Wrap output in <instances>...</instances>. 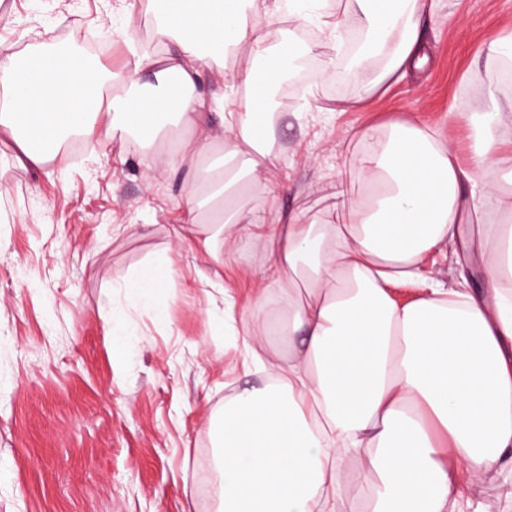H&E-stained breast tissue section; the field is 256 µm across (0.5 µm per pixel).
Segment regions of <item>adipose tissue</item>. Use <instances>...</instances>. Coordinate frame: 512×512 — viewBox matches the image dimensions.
<instances>
[{"label": "adipose tissue", "instance_id": "obj_1", "mask_svg": "<svg viewBox=\"0 0 512 512\" xmlns=\"http://www.w3.org/2000/svg\"><path fill=\"white\" fill-rule=\"evenodd\" d=\"M155 48L136 52L134 70H112L70 47L34 44L0 58V138L41 168L69 133L95 136L103 118L154 141L173 122L209 119L219 104L224 160L212 144L187 139L146 158L178 169L208 159L203 179L184 195L189 220L207 213L212 239L236 247L267 245L266 271L250 316V334L281 337L287 362L270 381L245 386L225 404L209 462L219 475L216 512H346L357 480L372 487L363 512H474L467 484L512 474V225L482 231L479 292L447 289L425 277L426 260L452 250L468 255L466 225L482 198L512 177V152L494 126L512 100L491 99L471 121L481 176L470 180L454 148L412 122L386 133L362 132L364 146L336 181V201L318 218L256 211V191L282 193L268 172L278 113L270 109L287 61L342 39L344 22L324 0H156ZM431 0H350L367 47L356 61L373 81L341 102L357 109L425 60L422 21ZM315 25L299 45L283 16ZM247 45L246 64L225 69V89L199 86L211 59ZM253 86L249 101L233 92ZM113 85L125 96L103 101ZM365 188L351 195L352 180ZM418 282L417 299L397 302L391 288ZM275 314H267V302ZM367 464L353 477L347 463Z\"/></svg>", "mask_w": 512, "mask_h": 512}]
</instances>
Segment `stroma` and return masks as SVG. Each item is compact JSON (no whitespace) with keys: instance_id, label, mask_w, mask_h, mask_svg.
Masks as SVG:
<instances>
[{"instance_id":"obj_1","label":"stroma","mask_w":512,"mask_h":512,"mask_svg":"<svg viewBox=\"0 0 512 512\" xmlns=\"http://www.w3.org/2000/svg\"><path fill=\"white\" fill-rule=\"evenodd\" d=\"M149 24L146 0H0V48L89 33L114 69L129 67V44L152 42ZM423 29L426 62L356 111L336 109L355 92L340 67L274 99L283 165L272 177L289 175L290 188L256 196L258 211L319 216L360 133L396 122L450 141L475 171L470 118L499 81L486 46L512 30V0H435ZM94 143L41 169L0 144V512H215L211 422L238 388L265 382L272 356L247 332L266 248L219 241L206 257L182 210L191 167L147 170L123 125H103ZM165 256L175 273L160 311L127 282ZM467 494L512 512V481Z\"/></svg>"}]
</instances>
